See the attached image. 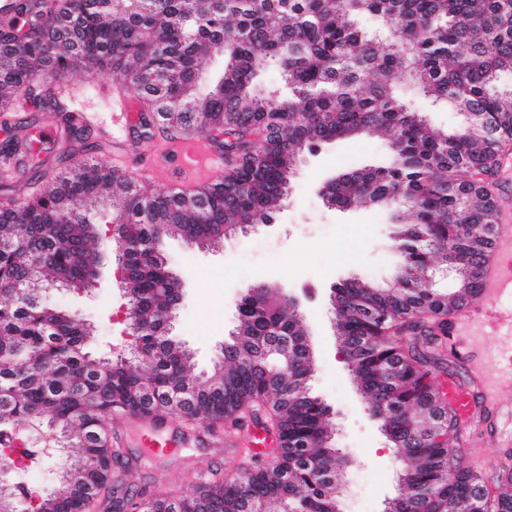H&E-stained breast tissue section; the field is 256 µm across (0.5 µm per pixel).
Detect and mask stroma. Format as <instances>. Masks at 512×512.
Segmentation results:
<instances>
[{
  "mask_svg": "<svg viewBox=\"0 0 512 512\" xmlns=\"http://www.w3.org/2000/svg\"><path fill=\"white\" fill-rule=\"evenodd\" d=\"M119 77L109 71H91L74 82L75 98L65 99L64 111H42L40 103H28L22 112H0V134L13 138L11 149L0 150V201L23 197L36 179L28 146L48 127L57 135L44 153L46 167L66 168L79 152L94 150L105 167L133 170L137 183L152 193L167 192V183L156 180L153 145L140 143L132 131H117L112 123L113 85ZM76 112L86 130V140L69 139L68 112ZM390 150L386 141L375 137L337 140L304 153L294 178L287 205L272 215L270 223L224 240L212 250H199L177 239H167L164 251L174 272L185 283V302L172 322L171 334L188 348L196 372L209 371L219 350L238 320L237 300L246 287L278 284L300 300L299 310L311 334L315 371L312 391L334 413L336 445L348 460L347 489L342 500L344 512H382L384 500L396 491L398 460L361 402L349 372L337 358L327 296L341 279L367 273L387 283L396 274L397 257L393 239L399 229V207L385 209L356 207L340 211L324 205L319 190L323 183L348 166L370 167L387 164ZM45 301L63 306L95 331L93 353L123 349L125 325L116 314L124 299L114 260H107L97 288L91 293L69 289L48 290ZM475 317L481 328L477 336H454L452 364L458 374L449 383L465 390L471 399V413L462 422L468 443L482 442L484 460L475 467L482 477L498 469L503 446L502 431L512 429V376L499 367H490L496 378L503 413L492 418L482 400L481 387L470 371L471 361L481 358L491 347L505 348L506 336L490 319L491 309L512 310V297H501L495 305L477 302ZM112 431L125 435L132 446L133 459L126 473L128 482L152 494L168 482L181 492L192 494L198 475L212 467L232 468L234 459L213 447V432L189 429L177 414L168 415L159 427L162 437L178 443L177 453L143 462L141 450L128 435L124 421L112 424Z\"/></svg>",
  "mask_w": 512,
  "mask_h": 512,
  "instance_id": "obj_1",
  "label": "stroma"
}]
</instances>
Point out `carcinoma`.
Instances as JSON below:
<instances>
[{"label":"carcinoma","instance_id":"obj_1","mask_svg":"<svg viewBox=\"0 0 512 512\" xmlns=\"http://www.w3.org/2000/svg\"><path fill=\"white\" fill-rule=\"evenodd\" d=\"M375 19L383 36L361 26ZM224 71L202 95V65ZM278 67L292 95L255 92ZM123 79L140 104L139 137L214 139L224 174L187 190L147 195L126 172L87 154L54 173L31 197L0 202V448L4 460L52 462V485L31 493L0 475V512H81L95 490L98 512H335L344 461L328 406L309 384L313 356L304 326L278 288L246 289L238 323L206 380L170 334L161 313L178 277L158 238L220 243L270 222L292 190L305 150L360 134L388 140L383 167L346 169L326 184L336 209L404 203L412 220L395 237L398 274L381 287L364 274L334 293L338 345L348 371L401 462L397 492L383 512H464L483 478L464 464L460 417L438 380L448 322L438 308L469 304L481 290L423 287L431 263L459 282L480 279L469 262L493 237L474 241L470 224H497V205L480 175L497 143L512 144V0H33L0 23V111L15 112L39 77L63 82L93 70ZM424 97L468 104L494 125L433 127L406 106L394 77ZM112 208V251L135 283L128 353L96 357L91 330L44 302L48 286L87 289L85 234L91 215ZM182 390L191 402L174 399ZM443 410L444 430L426 428ZM219 421L250 417L278 447L223 473L202 474L195 492L150 496L115 467L112 416ZM428 490L415 498L409 491ZM488 512H512V467L488 486Z\"/></svg>","mask_w":512,"mask_h":512}]
</instances>
